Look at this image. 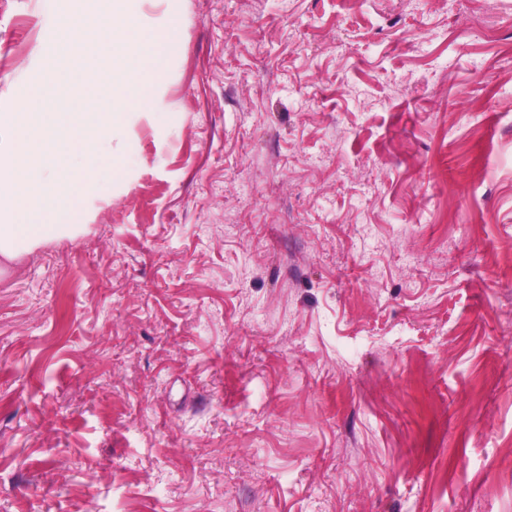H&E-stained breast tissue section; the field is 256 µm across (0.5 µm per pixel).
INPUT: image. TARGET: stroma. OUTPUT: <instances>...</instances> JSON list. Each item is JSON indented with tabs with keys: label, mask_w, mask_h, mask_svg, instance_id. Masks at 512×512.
<instances>
[{
	"label": "stroma",
	"mask_w": 512,
	"mask_h": 512,
	"mask_svg": "<svg viewBox=\"0 0 512 512\" xmlns=\"http://www.w3.org/2000/svg\"><path fill=\"white\" fill-rule=\"evenodd\" d=\"M99 0H0V113L112 109ZM179 34L75 239L0 258V512H512V0H143Z\"/></svg>",
	"instance_id": "stroma-1"
}]
</instances>
